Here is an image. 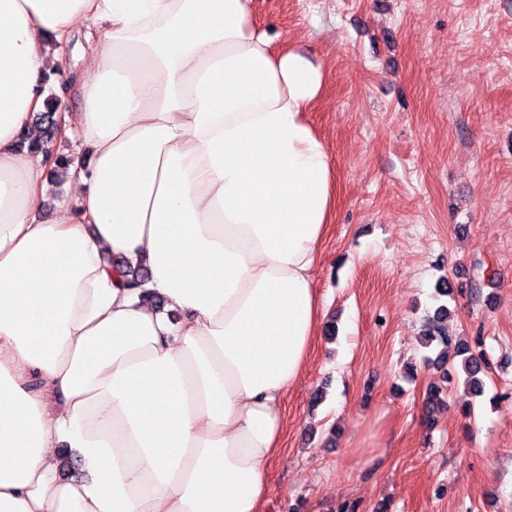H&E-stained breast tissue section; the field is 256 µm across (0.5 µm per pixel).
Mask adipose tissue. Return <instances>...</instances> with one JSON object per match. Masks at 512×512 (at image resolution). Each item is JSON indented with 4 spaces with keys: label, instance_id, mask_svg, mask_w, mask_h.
Segmentation results:
<instances>
[{
    "label": "adipose tissue",
    "instance_id": "1",
    "mask_svg": "<svg viewBox=\"0 0 512 512\" xmlns=\"http://www.w3.org/2000/svg\"><path fill=\"white\" fill-rule=\"evenodd\" d=\"M78 36L60 167L19 138ZM323 83L253 0H0V512H263L323 318Z\"/></svg>",
    "mask_w": 512,
    "mask_h": 512
}]
</instances>
